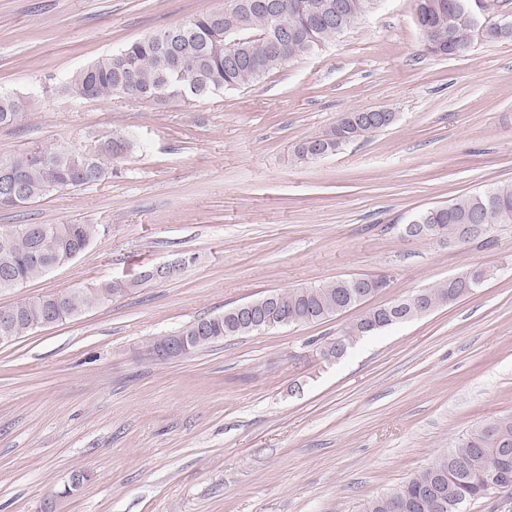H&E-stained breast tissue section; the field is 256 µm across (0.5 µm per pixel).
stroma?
I'll list each match as a JSON object with an SVG mask.
<instances>
[{"label": "stroma", "instance_id": "35a3bbf8", "mask_svg": "<svg viewBox=\"0 0 512 512\" xmlns=\"http://www.w3.org/2000/svg\"><path fill=\"white\" fill-rule=\"evenodd\" d=\"M224 0H0V93L22 97L0 160L91 147L136 149L118 174L27 207L0 229L90 224L87 249L6 307L178 259L164 282L0 344V512L90 473L58 512H363L468 429L512 414V224L466 245L411 243L419 212L512 187V41L463 56L422 48L414 0L374 9L319 53L205 101L97 100L76 70ZM393 125L340 152L295 146L346 112ZM471 297L318 355L358 310L219 340L176 361L150 340L273 291L386 276L377 306L468 265Z\"/></svg>", "mask_w": 512, "mask_h": 512}]
</instances>
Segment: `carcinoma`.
Returning <instances> with one entry per match:
<instances>
[{"mask_svg":"<svg viewBox=\"0 0 512 512\" xmlns=\"http://www.w3.org/2000/svg\"><path fill=\"white\" fill-rule=\"evenodd\" d=\"M228 2L231 3L228 17L211 12L191 19L190 29L185 33V48L154 33L75 71L65 84L66 91L84 100L112 96L164 99L177 84L191 82L193 88L188 98L205 100L221 90L248 87L290 61L315 53L374 8V0H276L284 21L302 30L308 29L312 15L330 2L339 3L341 12L340 25H322L312 30L310 37L278 49L263 38L267 18L262 11L246 6L250 0ZM418 2L423 46L429 53L448 54L450 35L454 37L457 56L467 54L481 38L498 39L494 29L474 27L467 13L457 7L448 10L450 27L436 28L433 15L448 0ZM23 107L22 99L0 94V126L13 124ZM364 114L363 110L344 113L329 132L297 144V156L312 160L319 149L334 155L348 143L394 123L392 112L379 125L366 122ZM134 149L135 142L117 130L90 149L33 147L9 161H0V184L14 180L21 193L17 203L0 199V209L23 208L56 192L97 183L106 178L109 165ZM409 224L430 225L428 234L406 233L405 238L411 242L433 240L452 244L463 224L472 225L473 239L482 238L495 224H512V188L486 189L457 197L446 206L418 213ZM91 230L88 224H25L13 230L8 243H0V291L20 288L77 257L88 246ZM488 278L486 267L472 264L449 282L397 300L401 304L397 309L390 302L367 308L335 340L323 345L319 356L327 363L336 361L346 354L353 340L461 301L475 294ZM150 280L152 276L146 270L136 280L102 283L94 288L44 295L1 307L0 336L14 339L36 328L57 324L108 304ZM378 291L376 280L356 288L351 279L344 278L328 284L275 291L272 296L280 320L301 325L358 308ZM255 332L249 322L234 316L233 308L229 307L222 314L200 318L161 337L151 344L148 352L153 354L184 336L191 340L192 351L197 352L226 337ZM493 464L500 468L497 482L504 487L502 494L511 498L512 414L471 428L447 452L385 494L369 500L364 512H394L397 501L403 505V512H463L468 504L494 494L484 480L487 468Z\"/></svg>","mask_w":512,"mask_h":512,"instance_id":"1","label":"carcinoma"}]
</instances>
